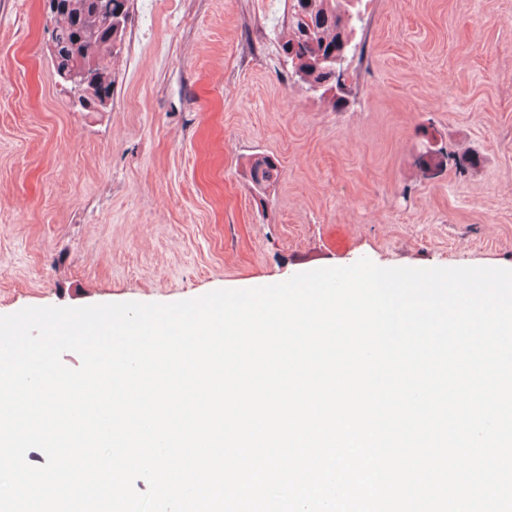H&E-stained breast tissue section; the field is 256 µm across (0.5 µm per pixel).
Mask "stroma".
<instances>
[{"label": "stroma", "mask_w": 512, "mask_h": 512, "mask_svg": "<svg viewBox=\"0 0 512 512\" xmlns=\"http://www.w3.org/2000/svg\"><path fill=\"white\" fill-rule=\"evenodd\" d=\"M285 0H133L111 106L69 100L42 0H0V315L172 303L369 258L512 268V0H363L346 102ZM473 151L422 172L425 137ZM274 158L277 184L249 181ZM250 180L259 188L276 183L280 177L278 165L268 156H257L250 164Z\"/></svg>", "instance_id": "stroma-1"}]
</instances>
